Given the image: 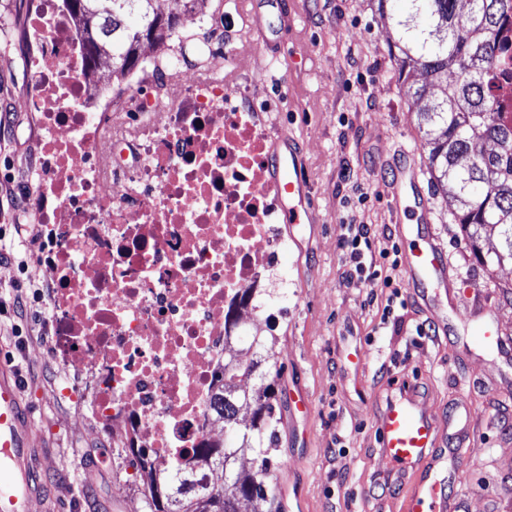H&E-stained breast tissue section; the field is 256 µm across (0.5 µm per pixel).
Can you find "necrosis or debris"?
<instances>
[{
  "instance_id": "necrosis-or-debris-1",
  "label": "necrosis or debris",
  "mask_w": 512,
  "mask_h": 512,
  "mask_svg": "<svg viewBox=\"0 0 512 512\" xmlns=\"http://www.w3.org/2000/svg\"><path fill=\"white\" fill-rule=\"evenodd\" d=\"M38 53L23 106L40 157L27 211L57 293L51 357L94 379L92 406L121 445L169 464L210 433L227 314L282 239L275 141L235 86L180 60L145 92L102 89L57 0H33Z\"/></svg>"
}]
</instances>
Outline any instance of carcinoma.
I'll return each instance as SVG.
<instances>
[{
  "label": "carcinoma",
  "instance_id": "1",
  "mask_svg": "<svg viewBox=\"0 0 512 512\" xmlns=\"http://www.w3.org/2000/svg\"><path fill=\"white\" fill-rule=\"evenodd\" d=\"M163 0H64L91 64L98 51L112 54V79L122 82L141 58L140 34L153 31L151 47L167 49L175 18L161 15ZM397 38L401 90L424 102L417 112L428 150L434 191L460 205L455 220L469 232L483 264L512 265V114L494 106L496 54L507 56L499 18L512 0H377ZM458 67L448 81V61ZM237 337L224 342V364L214 373L211 426L228 428L234 440L216 439L193 449L176 465L157 466L147 449L134 450L146 481L150 512H235L234 492L253 493L251 512H280L276 495L259 471L269 470L277 418L274 382L259 371L268 356L259 338L254 358L241 360ZM257 377L258 388L247 381ZM261 470L237 466L245 455Z\"/></svg>",
  "mask_w": 512,
  "mask_h": 512
}]
</instances>
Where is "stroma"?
<instances>
[{
	"label": "stroma",
	"instance_id": "1",
	"mask_svg": "<svg viewBox=\"0 0 512 512\" xmlns=\"http://www.w3.org/2000/svg\"><path fill=\"white\" fill-rule=\"evenodd\" d=\"M281 2L276 10L267 0H205L183 15L171 40L173 51L196 60L197 27L235 14L236 38L215 41L208 64L227 81L240 68L255 76L254 96L274 105V136L296 144L311 190L314 221L278 223L283 243L269 263L262 308L242 328L243 341L259 336L271 345L280 369L279 442L265 481L279 496L300 492L305 512H393L400 481L384 477L373 422L395 393L393 378L407 377L438 415L455 395L469 397L471 442L479 453L456 495L466 512H512V358L474 345L467 320L456 321L455 335L419 336L429 318L401 269L395 280L405 304L394 309L401 323L383 322L391 289L378 279L349 281L338 239L350 220L370 225L376 249L388 247L395 223L386 186L397 152L407 149L419 175L417 184L401 183L404 202L411 205L414 188H421L430 214L412 209L406 223L438 238L457 289L479 288L480 301L496 308L509 337L512 266L481 264L447 197L434 192L417 127L419 106L399 88L391 22L374 0ZM30 9V0H0V183L9 186L0 205L27 232L34 228L24 215L27 174L41 130L35 116L20 109L32 48L27 35L14 34L8 24L28 18ZM10 324L0 320V354L24 380L37 443L46 452L42 479L58 498V512H148L127 454L113 448L93 412L91 377L63 363L48 365L53 341L32 336L16 346ZM352 348L360 350L362 363L346 361ZM292 385L307 392L308 417H292Z\"/></svg>",
	"mask_w": 512,
	"mask_h": 512
}]
</instances>
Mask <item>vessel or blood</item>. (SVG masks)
Instances as JSON below:
<instances>
[{
	"mask_svg": "<svg viewBox=\"0 0 512 512\" xmlns=\"http://www.w3.org/2000/svg\"><path fill=\"white\" fill-rule=\"evenodd\" d=\"M275 167V179L286 200V223L310 222L309 187L299 174L296 151L277 157ZM403 266L414 299L429 308L432 321L443 334H453V322L434 306L433 284L453 282L441 246L431 235H424L421 246L405 248ZM468 314L478 321L480 344L501 353L512 352V340L503 337L494 306L477 302ZM395 387L396 394L375 419V430L387 470L403 477L400 512H456L452 490L463 481L475 451L454 448L453 442L471 430L470 405L467 399H458L447 416L440 417L411 381H397ZM34 438L20 379L0 360V512H30L32 503L43 497L37 479L43 451L34 447Z\"/></svg>",
	"mask_w": 512,
	"mask_h": 512,
	"instance_id": "b4317fda",
	"label": "vessel or blood"
}]
</instances>
